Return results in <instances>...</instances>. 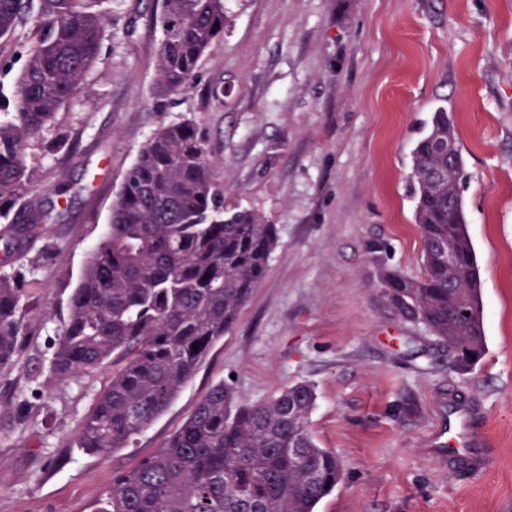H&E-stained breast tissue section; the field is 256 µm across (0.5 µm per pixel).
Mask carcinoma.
Here are the masks:
<instances>
[{"instance_id": "carcinoma-1", "label": "carcinoma", "mask_w": 512, "mask_h": 512, "mask_svg": "<svg viewBox=\"0 0 512 512\" xmlns=\"http://www.w3.org/2000/svg\"><path fill=\"white\" fill-rule=\"evenodd\" d=\"M102 0H40L14 112L0 120V240L38 229L45 214L26 151L55 124L97 60ZM29 14L28 0H0V38ZM224 0H163L156 95L182 93L224 34ZM464 161L448 109L433 113L412 150L415 222L423 250L410 279L369 246L383 306L422 326L463 372L483 358L480 271L466 231ZM278 225L247 209L227 212L197 128L158 129L140 148L112 202L109 224L73 289L51 365L56 381L119 359L81 424L74 447L88 455L125 448L195 374L210 347L237 322L262 283ZM25 273H0V374L19 361ZM316 395L306 382L246 402L220 382L166 446L112 477L95 512H315L343 466L307 429Z\"/></svg>"}]
</instances>
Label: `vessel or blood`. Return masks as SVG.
<instances>
[{
    "instance_id": "obj_1",
    "label": "vessel or blood",
    "mask_w": 512,
    "mask_h": 512,
    "mask_svg": "<svg viewBox=\"0 0 512 512\" xmlns=\"http://www.w3.org/2000/svg\"><path fill=\"white\" fill-rule=\"evenodd\" d=\"M486 433L474 426L470 409L461 403L449 402L446 421L432 435V454L449 467L467 466L473 473H484L489 466L483 448Z\"/></svg>"
}]
</instances>
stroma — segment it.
Listing matches in <instances>:
<instances>
[{
    "label": "stroma",
    "mask_w": 512,
    "mask_h": 512,
    "mask_svg": "<svg viewBox=\"0 0 512 512\" xmlns=\"http://www.w3.org/2000/svg\"><path fill=\"white\" fill-rule=\"evenodd\" d=\"M162 6L103 0L99 57L59 110L70 147L28 151L51 219L8 257L33 304L19 363L0 374V512H93L113 475L164 448L223 381L249 402L313 385L309 431L344 463L316 512H512V0H226L199 82L159 99ZM33 35L28 24L0 40L2 119ZM441 106L481 269L485 355L465 374L386 311L370 280L375 241L420 272L411 151ZM183 121L207 144L225 208L265 216L279 240L237 323L167 409L129 447L89 456L72 442L108 372L50 381L55 343L126 170L160 126ZM451 392L487 433L481 475L427 451Z\"/></svg>",
    "instance_id": "obj_1"
}]
</instances>
